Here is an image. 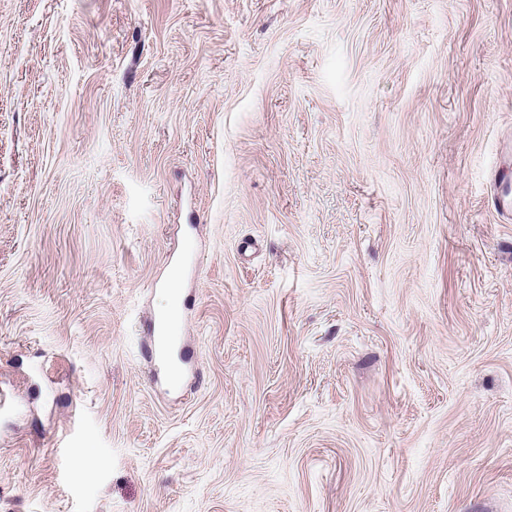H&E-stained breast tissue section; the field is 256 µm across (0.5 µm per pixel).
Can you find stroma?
<instances>
[{
	"mask_svg": "<svg viewBox=\"0 0 512 512\" xmlns=\"http://www.w3.org/2000/svg\"><path fill=\"white\" fill-rule=\"evenodd\" d=\"M511 145L512 0H0V512H512ZM512 179L503 177L500 179L497 175L494 180L493 194L491 201L494 209L497 211H506L509 216L512 215ZM177 318L169 315L166 318H160L147 328V336H151L149 342L142 346V355L146 359L155 357H165L168 348L175 346V340L172 333L176 329Z\"/></svg>",
	"mask_w": 512,
	"mask_h": 512,
	"instance_id": "35a3bbf8",
	"label": "stroma"
}]
</instances>
